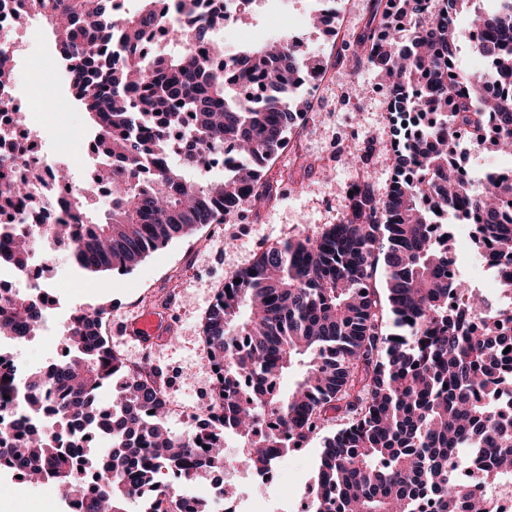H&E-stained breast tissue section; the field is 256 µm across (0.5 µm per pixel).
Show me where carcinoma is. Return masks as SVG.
<instances>
[{
  "mask_svg": "<svg viewBox=\"0 0 512 512\" xmlns=\"http://www.w3.org/2000/svg\"><path fill=\"white\" fill-rule=\"evenodd\" d=\"M135 12L113 14V0H23L29 18L52 31L72 97L89 114L94 140L103 149L89 179L111 186V208L94 219L92 194L75 193L53 235L72 265L84 272H131L150 253L204 224L220 222L245 204L262 200L268 187L262 168L290 144L298 122L302 80L323 70V61L295 50L288 38L235 52L234 78L208 67L222 52L211 30L224 18L200 9V0H175L172 13L158 15L154 0H140ZM423 0H371L370 17L357 37L356 63L379 76L392 114L396 153L389 190L377 195L362 183L350 198L345 218L315 237L287 239L262 250L252 265L221 289L202 327L211 362L224 366L222 391L236 396L222 420L175 434L167 426V401L154 377L132 369L98 333L94 316L77 315L65 345L69 360L51 370L60 393L53 423L64 427L74 416L94 424L97 391L119 386L105 422L112 436L110 462L101 468L102 485L86 490L52 435L34 420V399L14 419L22 447L0 454V463L24 479L66 499L81 512H125L138 492L161 505L168 485L162 476L188 480L206 465L224 460V430L244 442L251 467H265L277 449L289 451L282 436L301 444L338 422L323 438L311 490L340 512H417L429 492L435 512H489V492L512 475V426L501 421L490 397L512 386L499 357L512 348V335L497 322L480 327L449 308L461 281H448L453 244L436 247L428 239L435 210L467 223L473 210L484 216L473 242L494 247L496 261L512 265V213L500 202L512 197V177L490 166L478 194L455 183L448 169V146L459 127L478 135L484 114L492 113L497 151L512 146V95L486 97L487 85L512 84V0H495L492 13L470 12V0H442L441 10L423 15ZM487 36L474 50L484 72L461 71L448 81V60L463 34L458 14ZM161 32L177 44L163 54L146 51ZM257 78L272 96L244 101L237 85ZM442 100L427 135L414 125ZM189 113L188 143L170 165V132ZM206 148L235 146L242 165L219 181L197 182L196 143ZM29 183L15 180L0 192V211L28 196ZM384 270V287L376 282ZM42 320L37 299L27 298L9 314L0 312V337L33 336ZM296 373L281 388L282 377ZM20 404L23 392L0 377L4 396ZM269 424L255 434L257 421ZM483 464V480L472 486L454 474L463 454Z\"/></svg>",
  "mask_w": 512,
  "mask_h": 512,
  "instance_id": "carcinoma-1",
  "label": "carcinoma"
}]
</instances>
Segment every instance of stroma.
I'll return each instance as SVG.
<instances>
[{"instance_id":"1","label":"stroma","mask_w":512,"mask_h":512,"mask_svg":"<svg viewBox=\"0 0 512 512\" xmlns=\"http://www.w3.org/2000/svg\"><path fill=\"white\" fill-rule=\"evenodd\" d=\"M316 0H259L254 14L265 31L310 20ZM370 16L369 0H337L334 34L307 29L309 51L323 54L326 71L319 89L309 95L306 119L300 122L289 147L268 163L267 197L223 220V234L207 238L205 229L172 240L147 257L124 278L91 274L71 268L67 251L57 250L55 265L69 273L72 287L64 289L61 310H93L111 305L114 322L130 321L143 310H156L170 319L173 336L151 353L126 333L106 327L113 350L132 364L163 370L172 409L168 425L183 433L193 429L187 413L203 405L210 384V363L201 341V325L218 286L235 276L262 248L305 236H316L325 225L342 219L347 206V182L367 179L377 193L390 183L394 159L387 104L373 70L355 66L348 49ZM25 55V80L30 69L51 74L57 64L49 26L26 22L16 33ZM41 110L43 123L52 126L56 113H67L75 130L65 145L77 177L90 140L87 112L73 100L65 85H49ZM321 446L320 439L290 451L282 464L280 485L285 489L309 481ZM0 512H68L65 499L40 486L10 487L0 499Z\"/></svg>"}]
</instances>
